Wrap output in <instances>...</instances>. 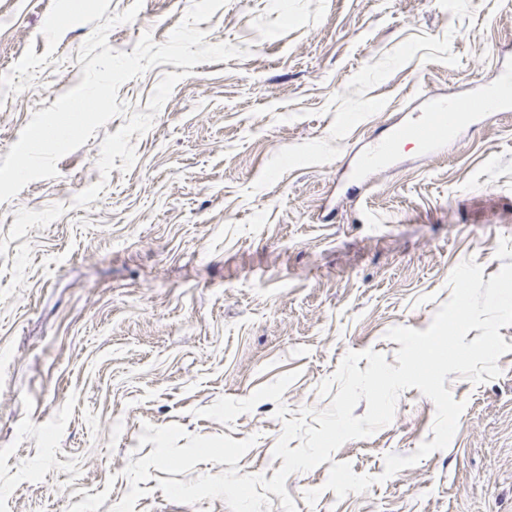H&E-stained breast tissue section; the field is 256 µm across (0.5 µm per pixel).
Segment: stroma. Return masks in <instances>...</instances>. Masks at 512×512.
<instances>
[{"instance_id": "35a3bbf8", "label": "stroma", "mask_w": 512, "mask_h": 512, "mask_svg": "<svg viewBox=\"0 0 512 512\" xmlns=\"http://www.w3.org/2000/svg\"><path fill=\"white\" fill-rule=\"evenodd\" d=\"M132 2L0 0V160ZM191 4L143 0L108 43H164ZM198 28L243 57L126 82L125 111L57 177L0 203V512H111L132 453L154 449L146 423L253 438L240 474L273 477L277 405L327 408L346 353L394 363L387 332L426 329L455 267L512 263V109L354 172L427 99L478 96L512 66V0H228ZM498 365L480 385L448 375L466 408L445 449L384 477L387 455L434 438V403L405 390L390 424L333 456L375 484L340 499L328 464L292 474L297 512H512V352ZM290 371L281 402L233 425L196 415ZM165 476L134 512H230L167 499Z\"/></svg>"}]
</instances>
